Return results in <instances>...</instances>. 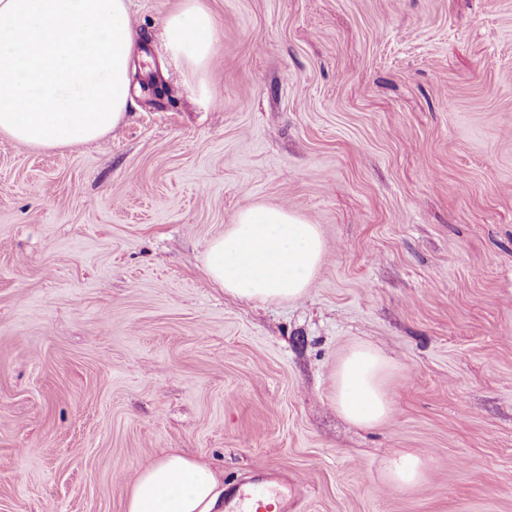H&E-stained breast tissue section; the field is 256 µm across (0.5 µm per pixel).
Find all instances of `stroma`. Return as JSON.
Listing matches in <instances>:
<instances>
[{"label":"stroma","instance_id":"35a3bbf8","mask_svg":"<svg viewBox=\"0 0 512 512\" xmlns=\"http://www.w3.org/2000/svg\"><path fill=\"white\" fill-rule=\"evenodd\" d=\"M131 0L134 87L105 138L0 137V512H124L167 451L264 465L299 512H512V0H206L208 98ZM250 202L321 228L291 303L243 302L205 246ZM384 354L392 412L339 415ZM414 453L419 487L388 482ZM389 368V360L373 348H351L336 370V409L361 425L372 426L386 419L391 407L383 378Z\"/></svg>","mask_w":512,"mask_h":512}]
</instances>
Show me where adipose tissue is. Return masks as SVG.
Listing matches in <instances>:
<instances>
[{
	"mask_svg": "<svg viewBox=\"0 0 512 512\" xmlns=\"http://www.w3.org/2000/svg\"><path fill=\"white\" fill-rule=\"evenodd\" d=\"M138 39L129 0H0V136L43 150L107 136L126 117ZM162 39L187 87L207 97L217 27L204 0H180ZM204 260L210 278L235 297L295 302L323 263L324 242L319 225L258 202L208 242ZM389 368L373 348H351L336 370L337 410L366 426L386 419ZM218 486L207 464L172 450L136 472L125 512H216Z\"/></svg>",
	"mask_w": 512,
	"mask_h": 512,
	"instance_id": "adipose-tissue-1",
	"label": "adipose tissue"
}]
</instances>
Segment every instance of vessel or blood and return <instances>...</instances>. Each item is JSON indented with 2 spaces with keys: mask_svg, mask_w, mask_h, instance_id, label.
Returning a JSON list of instances; mask_svg holds the SVG:
<instances>
[{
  "mask_svg": "<svg viewBox=\"0 0 512 512\" xmlns=\"http://www.w3.org/2000/svg\"><path fill=\"white\" fill-rule=\"evenodd\" d=\"M299 491L287 477L261 466L246 482L224 488V512H297Z\"/></svg>",
  "mask_w": 512,
  "mask_h": 512,
  "instance_id": "1",
  "label": "vessel or blood"
}]
</instances>
